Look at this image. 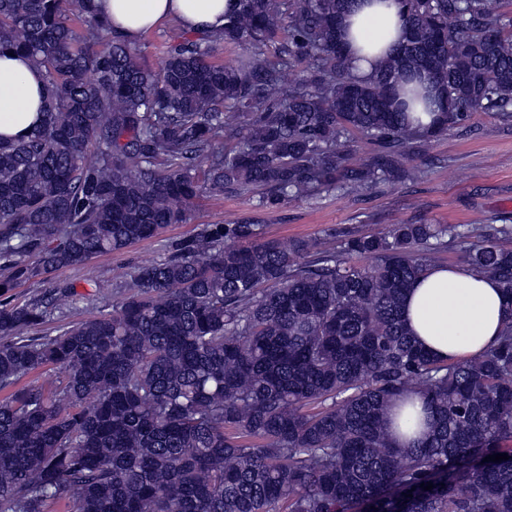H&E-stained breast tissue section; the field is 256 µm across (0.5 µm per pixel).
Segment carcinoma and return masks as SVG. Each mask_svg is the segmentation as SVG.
Segmentation results:
<instances>
[{"instance_id": "1", "label": "carcinoma", "mask_w": 512, "mask_h": 512, "mask_svg": "<svg viewBox=\"0 0 512 512\" xmlns=\"http://www.w3.org/2000/svg\"><path fill=\"white\" fill-rule=\"evenodd\" d=\"M238 2L154 73L94 0H0V50L26 53L46 91L40 126L0 137V512H512V312L457 362L401 319L459 226L392 224L336 251L208 224L123 285L90 267L185 223L205 185L268 209L410 180L407 149L512 107V17L490 0H402L407 37L367 80L337 36L353 0ZM222 44L244 53L220 63ZM426 77L440 112L424 127L393 90ZM355 133L379 151L352 164ZM509 234L486 228L466 260L512 301ZM72 266L112 311L28 335L77 293L13 290ZM57 364L64 386L17 387ZM409 393L431 420L399 448L387 418Z\"/></svg>"}]
</instances>
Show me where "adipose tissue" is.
<instances>
[{"label":"adipose tissue","mask_w":512,"mask_h":512,"mask_svg":"<svg viewBox=\"0 0 512 512\" xmlns=\"http://www.w3.org/2000/svg\"><path fill=\"white\" fill-rule=\"evenodd\" d=\"M98 12L115 32L136 42L163 22L175 21L189 32L222 31L225 14L237 0H95ZM401 0H355L339 26L354 71L369 76L392 48L403 41ZM43 76L24 54L0 53V136L15 138L30 132L42 120ZM512 307L494 280L467 266L438 265L419 277L409 289L402 318L418 344L432 356L465 361L484 355L496 343ZM410 403L390 431L397 444H416L427 427L421 395Z\"/></svg>","instance_id":"1"}]
</instances>
